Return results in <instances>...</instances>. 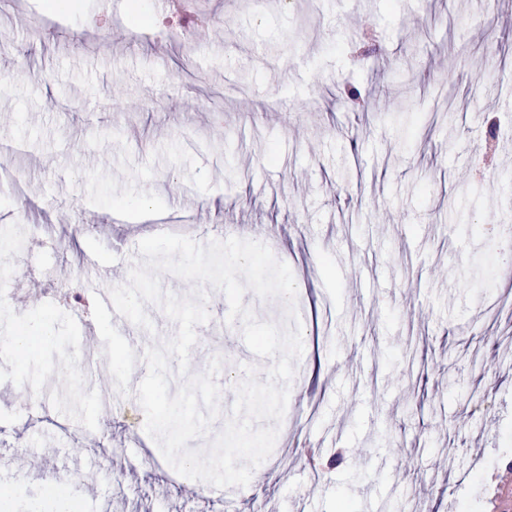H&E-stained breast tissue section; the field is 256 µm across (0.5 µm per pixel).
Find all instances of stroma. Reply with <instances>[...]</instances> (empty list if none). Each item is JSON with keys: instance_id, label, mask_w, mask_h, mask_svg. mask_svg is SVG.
I'll return each instance as SVG.
<instances>
[{"instance_id": "stroma-1", "label": "stroma", "mask_w": 512, "mask_h": 512, "mask_svg": "<svg viewBox=\"0 0 512 512\" xmlns=\"http://www.w3.org/2000/svg\"><path fill=\"white\" fill-rule=\"evenodd\" d=\"M46 3L0 0V147L26 191L0 182V512H512V274L488 231L512 224V140L489 136L512 0H194L193 49L162 53L149 0ZM159 218L201 244L264 226L294 275L303 353L243 487L180 476L144 430L142 354L177 324L149 304L153 331L120 333L63 298L139 261ZM206 306L189 362L223 357L221 416L194 450L271 364L222 292Z\"/></svg>"}]
</instances>
